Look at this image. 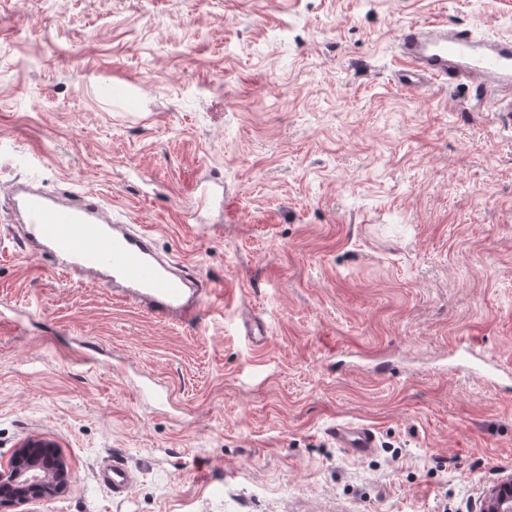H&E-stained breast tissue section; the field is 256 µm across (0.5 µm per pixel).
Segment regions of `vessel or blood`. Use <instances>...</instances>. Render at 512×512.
Listing matches in <instances>:
<instances>
[{
  "instance_id": "obj_1",
  "label": "vessel or blood",
  "mask_w": 512,
  "mask_h": 512,
  "mask_svg": "<svg viewBox=\"0 0 512 512\" xmlns=\"http://www.w3.org/2000/svg\"><path fill=\"white\" fill-rule=\"evenodd\" d=\"M395 46V70L404 88L473 86L493 94L495 110L512 119V36L423 20L401 28ZM7 197L23 231V253L53 257L70 280L101 282L148 314L182 324L196 322L204 299L218 290L215 283L184 274L158 251L150 232L110 215L88 192L60 196L32 176L13 183ZM330 435L352 458L369 456L378 446L375 431L357 422H337ZM97 476L116 496L126 493L135 478L118 461L102 463Z\"/></svg>"
}]
</instances>
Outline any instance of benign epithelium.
<instances>
[{
	"instance_id": "1",
	"label": "benign epithelium",
	"mask_w": 512,
	"mask_h": 512,
	"mask_svg": "<svg viewBox=\"0 0 512 512\" xmlns=\"http://www.w3.org/2000/svg\"><path fill=\"white\" fill-rule=\"evenodd\" d=\"M71 480L54 444L28 438L8 463L0 464V507L55 499L67 492ZM484 512H512V477L486 492Z\"/></svg>"
}]
</instances>
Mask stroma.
Listing matches in <instances>:
<instances>
[{
  "label": "stroma",
  "mask_w": 512,
  "mask_h": 512,
  "mask_svg": "<svg viewBox=\"0 0 512 512\" xmlns=\"http://www.w3.org/2000/svg\"><path fill=\"white\" fill-rule=\"evenodd\" d=\"M431 18L512 35V0H0V189L88 191L237 292L159 321L26 257L0 209V461L41 437L72 472L25 512H483L512 477V380L466 358L512 362V126L395 86ZM204 178L229 200L206 227ZM215 202V192L208 185H201L195 193L193 215L197 218L198 223L206 224V215ZM337 448L352 458L371 455L378 447L376 432L367 425L357 422L340 421L329 430ZM98 480L112 489V494L121 496L126 493L134 482V472L126 464L112 459V462H104L99 467Z\"/></svg>",
  "instance_id": "35a3bbf8"
}]
</instances>
